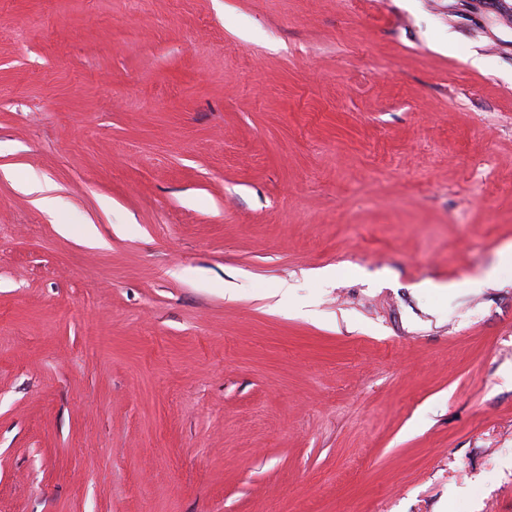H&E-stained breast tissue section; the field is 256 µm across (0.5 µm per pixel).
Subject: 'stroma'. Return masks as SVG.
I'll use <instances>...</instances> for the list:
<instances>
[{"mask_svg":"<svg viewBox=\"0 0 512 512\" xmlns=\"http://www.w3.org/2000/svg\"><path fill=\"white\" fill-rule=\"evenodd\" d=\"M511 243L512 0H0V512H512Z\"/></svg>","mask_w":512,"mask_h":512,"instance_id":"35a3bbf8","label":"stroma"}]
</instances>
